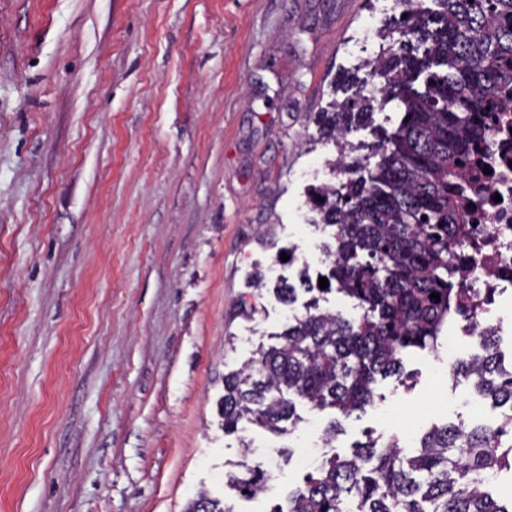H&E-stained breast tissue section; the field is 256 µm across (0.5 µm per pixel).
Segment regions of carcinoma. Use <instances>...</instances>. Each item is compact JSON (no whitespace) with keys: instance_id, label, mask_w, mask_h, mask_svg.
<instances>
[{"instance_id":"carcinoma-1","label":"carcinoma","mask_w":512,"mask_h":512,"mask_svg":"<svg viewBox=\"0 0 512 512\" xmlns=\"http://www.w3.org/2000/svg\"><path fill=\"white\" fill-rule=\"evenodd\" d=\"M412 16L396 19L403 39L369 64L382 104L399 103L398 126L367 144L379 157L354 176L341 153L327 161L350 175L316 191L310 202L334 228L326 246L328 285L353 299L357 318L313 304L280 333L283 343L260 348L224 375V433L256 425L291 434L299 397L313 408L348 417L374 402L376 376L402 380L401 354L435 349L457 309L452 276L472 204L483 190L487 142L501 89L512 88V0H407ZM373 98L354 91L334 112L321 113L320 134L346 149L354 117L373 113ZM437 293L440 300L430 297ZM455 382L506 409L497 426H431L414 454L400 438L360 444L350 456L325 458L287 506L271 512H512V495L493 496L485 477L512 470V360L492 336L481 351L455 362ZM244 498L265 491L267 476L247 464L228 476ZM184 512H234L202 489Z\"/></svg>"}]
</instances>
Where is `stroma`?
<instances>
[{"label": "stroma", "instance_id": "stroma-1", "mask_svg": "<svg viewBox=\"0 0 512 512\" xmlns=\"http://www.w3.org/2000/svg\"><path fill=\"white\" fill-rule=\"evenodd\" d=\"M392 16L386 0H0V512H183L202 488L269 512L314 471L335 410L297 403L290 435L251 426L246 449L217 401L310 301L357 314L249 280L325 272L332 230L295 211L335 152L315 117L366 75L348 46ZM250 298L254 318L236 315ZM476 351L408 350L403 382L340 420V451L497 424L446 376ZM245 457L270 474L252 501L226 484Z\"/></svg>", "mask_w": 512, "mask_h": 512}]
</instances>
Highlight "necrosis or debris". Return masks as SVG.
<instances>
[{"label": "necrosis or debris", "mask_w": 512, "mask_h": 512, "mask_svg": "<svg viewBox=\"0 0 512 512\" xmlns=\"http://www.w3.org/2000/svg\"><path fill=\"white\" fill-rule=\"evenodd\" d=\"M490 150L495 163L485 200L462 244L466 261L457 272L461 293L455 324L465 336L489 329L512 337V320L496 309L498 299L512 298V132L496 134Z\"/></svg>", "instance_id": "4bbe7bcc"}]
</instances>
